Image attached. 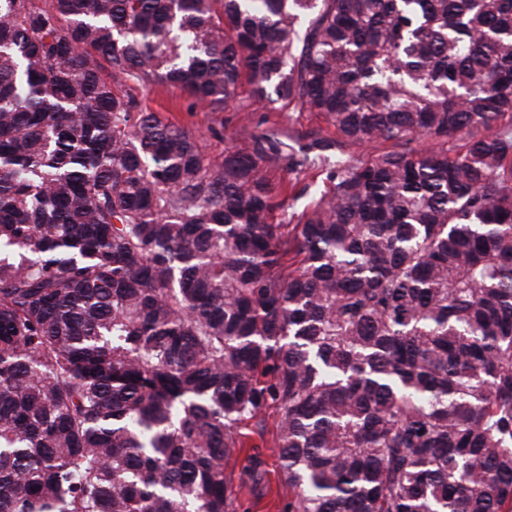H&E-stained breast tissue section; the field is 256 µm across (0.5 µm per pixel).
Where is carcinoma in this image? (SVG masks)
Wrapping results in <instances>:
<instances>
[{"label":"carcinoma","mask_w":512,"mask_h":512,"mask_svg":"<svg viewBox=\"0 0 512 512\" xmlns=\"http://www.w3.org/2000/svg\"><path fill=\"white\" fill-rule=\"evenodd\" d=\"M245 82L335 137L134 93ZM271 408L282 512H512V0H0V512H237ZM142 105L159 112L163 117L181 123L200 139L203 150L213 164L222 160L225 145H248L254 135L277 127L286 133L297 135L309 129H322L327 136H333L322 117L309 112H292L291 109L273 110L266 101L250 97L245 86L240 99L247 112H214L202 105H192L180 90L167 86H151L136 90ZM219 129L224 134V143L218 144L211 130Z\"/></svg>","instance_id":"carcinoma-1"}]
</instances>
